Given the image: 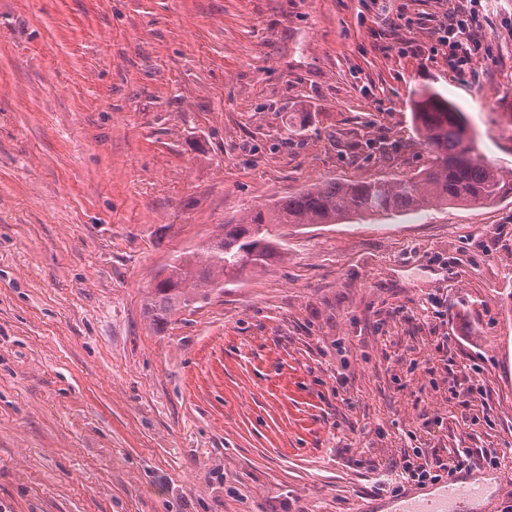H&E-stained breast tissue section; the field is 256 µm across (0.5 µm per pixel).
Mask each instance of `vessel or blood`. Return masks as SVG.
Masks as SVG:
<instances>
[{"label":"vessel or blood","instance_id":"b4317fda","mask_svg":"<svg viewBox=\"0 0 512 512\" xmlns=\"http://www.w3.org/2000/svg\"><path fill=\"white\" fill-rule=\"evenodd\" d=\"M482 495L481 486L454 475L421 493L410 490L389 501L366 503L363 512H477L473 503Z\"/></svg>","mask_w":512,"mask_h":512}]
</instances>
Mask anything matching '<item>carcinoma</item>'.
Returning <instances> with one entry per match:
<instances>
[{
    "instance_id": "obj_1",
    "label": "carcinoma",
    "mask_w": 512,
    "mask_h": 512,
    "mask_svg": "<svg viewBox=\"0 0 512 512\" xmlns=\"http://www.w3.org/2000/svg\"><path fill=\"white\" fill-rule=\"evenodd\" d=\"M416 130L433 153L431 166L407 180L326 181L275 199L249 217L224 225L204 247L205 262L180 256L152 288L151 309L162 322L193 302L195 286L222 288L281 255L286 243L273 226L335 224L351 215L386 216L429 205L492 202L512 185V171L479 153L465 112L435 91L417 93L411 105Z\"/></svg>"
}]
</instances>
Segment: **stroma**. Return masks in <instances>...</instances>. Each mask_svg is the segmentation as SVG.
Here are the masks:
<instances>
[{
	"label": "stroma",
	"instance_id": "35a3bbf8",
	"mask_svg": "<svg viewBox=\"0 0 512 512\" xmlns=\"http://www.w3.org/2000/svg\"><path fill=\"white\" fill-rule=\"evenodd\" d=\"M460 6L476 79L432 49ZM426 88L512 169V0H0V512H358L416 448L512 469V193L285 226L149 312L253 207L427 167Z\"/></svg>",
	"mask_w": 512,
	"mask_h": 512
}]
</instances>
